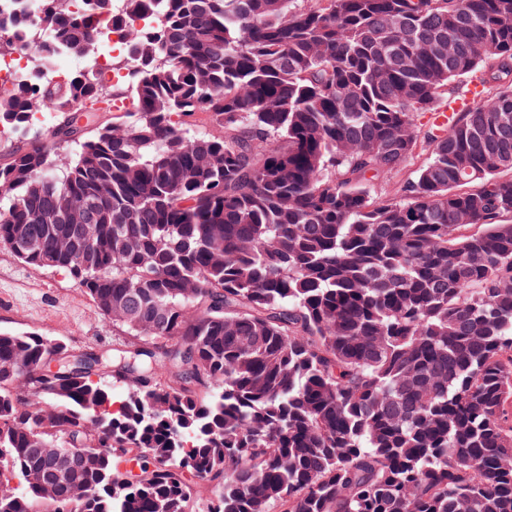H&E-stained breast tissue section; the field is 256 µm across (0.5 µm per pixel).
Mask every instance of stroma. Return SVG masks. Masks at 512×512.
<instances>
[{"instance_id":"1","label":"stroma","mask_w":512,"mask_h":512,"mask_svg":"<svg viewBox=\"0 0 512 512\" xmlns=\"http://www.w3.org/2000/svg\"><path fill=\"white\" fill-rule=\"evenodd\" d=\"M0 331L52 336L77 354L111 350L122 336L67 271L34 268L1 249Z\"/></svg>"}]
</instances>
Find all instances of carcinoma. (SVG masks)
<instances>
[{
	"instance_id": "obj_1",
	"label": "carcinoma",
	"mask_w": 512,
	"mask_h": 512,
	"mask_svg": "<svg viewBox=\"0 0 512 512\" xmlns=\"http://www.w3.org/2000/svg\"><path fill=\"white\" fill-rule=\"evenodd\" d=\"M112 2L0 26L31 71L0 94V248L128 336L78 365L0 332V482L24 487L0 512L76 438L88 494L55 512H194L190 475L207 512H512V0H121L109 85ZM59 49L85 61L66 83L40 77ZM470 74L494 95L366 191ZM81 201L89 247L57 254ZM125 44L123 41L122 29L112 27V35H109V40L105 46H99L95 49L92 57V65L97 68L101 74L106 78H112V82H117L121 79L120 75L111 72L110 57L113 53L123 51ZM428 157L427 152L422 151L419 147L414 158L410 161V164L399 174H388L378 179H374L368 185V189L371 190L373 195H382L392 197L396 193L398 183L403 179L412 175Z\"/></svg>"
}]
</instances>
